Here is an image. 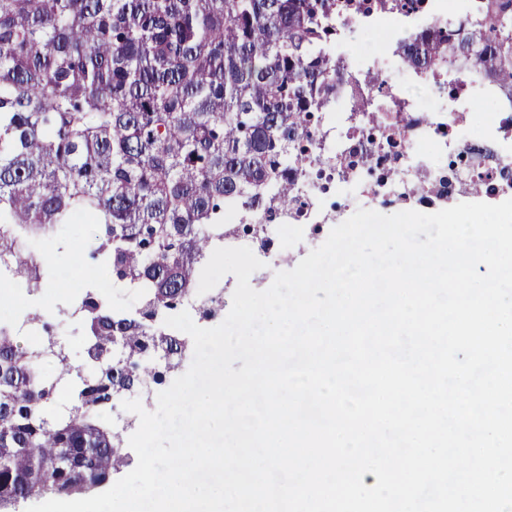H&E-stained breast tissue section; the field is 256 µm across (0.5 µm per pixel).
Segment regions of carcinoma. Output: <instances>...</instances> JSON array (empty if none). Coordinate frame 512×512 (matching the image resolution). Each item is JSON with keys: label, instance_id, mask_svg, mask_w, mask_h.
Wrapping results in <instances>:
<instances>
[{"label": "carcinoma", "instance_id": "carcinoma-1", "mask_svg": "<svg viewBox=\"0 0 512 512\" xmlns=\"http://www.w3.org/2000/svg\"><path fill=\"white\" fill-rule=\"evenodd\" d=\"M335 38L336 0H0V225H99L89 256L138 297L123 311L85 292L79 365L55 336L21 346L0 329L1 510L84 492L127 466L103 412L164 381L141 357L178 352L165 317L194 295L224 234L251 231L225 224L224 207L272 217L311 166L347 164L312 148L344 69ZM398 52L417 71L471 59L512 89V0H468ZM0 253L29 288L49 273L9 231ZM49 355L53 377L37 367ZM65 379L74 404L49 416Z\"/></svg>", "mask_w": 512, "mask_h": 512}]
</instances>
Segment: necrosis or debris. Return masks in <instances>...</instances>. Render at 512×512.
<instances>
[{"label":"necrosis or debris","instance_id":"1","mask_svg":"<svg viewBox=\"0 0 512 512\" xmlns=\"http://www.w3.org/2000/svg\"><path fill=\"white\" fill-rule=\"evenodd\" d=\"M463 9L462 0H420L416 10L399 7L398 0H349L338 23L334 52L345 61L346 81L337 92L333 112L317 133L323 153L354 157L353 171L327 164L319 174L296 180L299 207L289 210L281 224L264 223L269 233L282 226L298 229L304 224H332L336 213L324 211L327 193L343 197L347 190L377 199L380 208L389 207L395 182L387 171L407 181L415 173L434 167L439 173H454L456 181L472 180L482 186L490 200L512 194V97L499 91L476 63L438 77L430 71H406L394 44L423 28L435 16L448 18ZM385 31L391 47L369 59H358L346 39L348 33ZM385 83L377 85L375 74ZM431 89L435 102L425 105L411 97L410 84ZM364 98L381 122L378 136H370L365 123L351 125L352 96ZM482 100L492 101L483 125L485 136L501 142V149L488 155L470 153L464 115Z\"/></svg>","mask_w":512,"mask_h":512}]
</instances>
